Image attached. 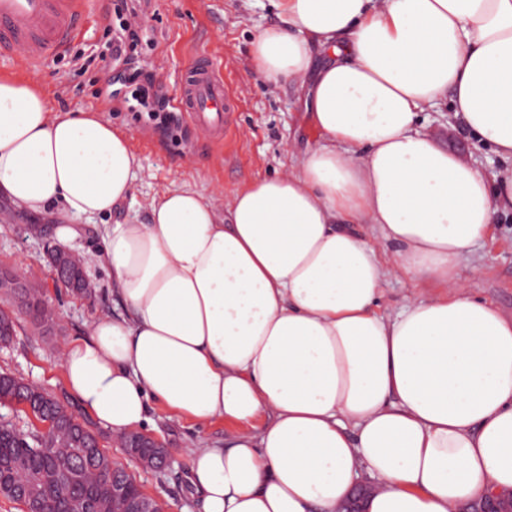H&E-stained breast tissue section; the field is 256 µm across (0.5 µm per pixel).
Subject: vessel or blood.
<instances>
[{
	"mask_svg": "<svg viewBox=\"0 0 512 512\" xmlns=\"http://www.w3.org/2000/svg\"><path fill=\"white\" fill-rule=\"evenodd\" d=\"M86 15L85 0H0V60L13 59L19 51L27 68L40 67L67 49ZM180 86L177 109L209 139H222L239 102L215 62L195 57L183 70Z\"/></svg>",
	"mask_w": 512,
	"mask_h": 512,
	"instance_id": "b4317fda",
	"label": "vessel or blood"
}]
</instances>
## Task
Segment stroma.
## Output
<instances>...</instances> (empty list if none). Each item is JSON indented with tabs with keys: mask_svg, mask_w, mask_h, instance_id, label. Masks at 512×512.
<instances>
[{
	"mask_svg": "<svg viewBox=\"0 0 512 512\" xmlns=\"http://www.w3.org/2000/svg\"><path fill=\"white\" fill-rule=\"evenodd\" d=\"M112 15L127 14L137 8L147 37L138 49L141 63L155 71L156 82L167 97L178 93V77L191 56L204 53L223 68L227 85L240 98L238 112L224 139L205 142L186 119L167 130H159L149 112L135 99L136 88L124 91L122 100L108 102L107 76L100 55L111 39L99 8L71 44L70 54L89 59L85 69H76L67 57L48 61L37 80L46 90L56 111L96 110L110 119L113 127L128 133L138 160L133 194L123 206L121 217L147 222L148 205L173 187H189L227 202L234 188L254 180L287 172L292 153L317 145L318 134L307 124L297 106L293 86L274 85L253 68L251 44L263 28L278 23L272 0H109ZM448 101L422 112L419 124L447 146L492 174L503 162L480 145L464 127H451ZM55 211L31 214L0 198V271L22 272L39 288L54 312L53 323L41 327L22 313L14 292L0 288V309L13 315L16 334L9 345L0 346V373L8 372L28 380L70 407L79 419L88 414L67 391L63 382L58 348L67 339L88 334L98 312L118 308L119 299L111 291L108 272L96 264L102 246L101 218L81 221L80 233L71 250L85 260L88 277L97 296L88 299L57 285L46 259L47 243L31 232L40 224L54 227ZM479 254L482 275H473L462 264L460 275L473 296L512 313V215L499 216L493 231L483 240ZM146 431L162 441L171 456V466L162 472L146 471L129 457L122 442L100 423L92 428L101 448L118 465L127 467L145 493L165 504L166 512H203L198 496L187 485V450L197 437L223 446L232 432L229 424L213 421L195 424L154 405Z\"/></svg>",
	"mask_w": 512,
	"mask_h": 512,
	"instance_id": "stroma-1",
	"label": "stroma"
}]
</instances>
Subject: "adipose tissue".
I'll list each match as a JSON object with an SVG mask.
<instances>
[{
    "mask_svg": "<svg viewBox=\"0 0 512 512\" xmlns=\"http://www.w3.org/2000/svg\"><path fill=\"white\" fill-rule=\"evenodd\" d=\"M255 70L298 85L320 145L226 206L167 191L147 223L108 224L96 259L123 313L64 342L69 391L114 435L151 404L197 424L188 481L205 512H460L512 493V316L459 267L497 215L512 168L487 175L420 131L455 119L512 159V0H277ZM130 137L97 112H53L0 77V195L76 220L132 195ZM362 224L378 232L367 239ZM423 283L379 312L382 283Z\"/></svg>",
    "mask_w": 512,
    "mask_h": 512,
    "instance_id": "ef3b65f1",
    "label": "adipose tissue"
}]
</instances>
